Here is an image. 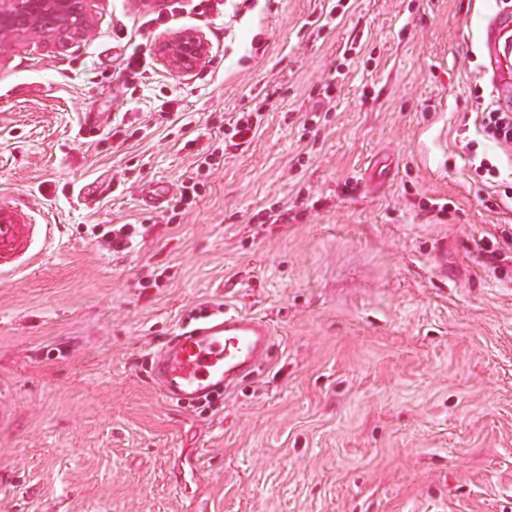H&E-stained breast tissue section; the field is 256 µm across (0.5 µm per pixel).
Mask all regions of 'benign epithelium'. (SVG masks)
<instances>
[{
	"label": "benign epithelium",
	"instance_id": "obj_1",
	"mask_svg": "<svg viewBox=\"0 0 512 512\" xmlns=\"http://www.w3.org/2000/svg\"><path fill=\"white\" fill-rule=\"evenodd\" d=\"M0 39L44 33L59 34L83 27L93 0H0ZM158 55L178 72H191L208 53L206 42L192 31L181 32L157 46Z\"/></svg>",
	"mask_w": 512,
	"mask_h": 512
}]
</instances>
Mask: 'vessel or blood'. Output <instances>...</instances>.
I'll list each match as a JSON object with an SVG mask.
<instances>
[{
    "instance_id": "b4317fda",
    "label": "vessel or blood",
    "mask_w": 512,
    "mask_h": 512,
    "mask_svg": "<svg viewBox=\"0 0 512 512\" xmlns=\"http://www.w3.org/2000/svg\"><path fill=\"white\" fill-rule=\"evenodd\" d=\"M489 78L499 106L512 112V9L494 11L481 36ZM29 225L16 210L0 205V262L24 250ZM273 330L268 321L224 312L205 324L171 337L151 366V379L169 403L211 397L254 373L268 356Z\"/></svg>"
}]
</instances>
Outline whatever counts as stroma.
Masks as SVG:
<instances>
[{
    "label": "stroma",
    "instance_id": "1",
    "mask_svg": "<svg viewBox=\"0 0 512 512\" xmlns=\"http://www.w3.org/2000/svg\"><path fill=\"white\" fill-rule=\"evenodd\" d=\"M196 2L95 0L82 33L0 41V203L36 218L0 267V512H512V207L469 162L502 155L479 127L493 0H351L322 33L327 0ZM145 18L152 46L200 33L204 63L152 49L129 88ZM248 109L185 212L144 209ZM224 309L269 321L267 367L165 402L154 355Z\"/></svg>",
    "mask_w": 512,
    "mask_h": 512
}]
</instances>
